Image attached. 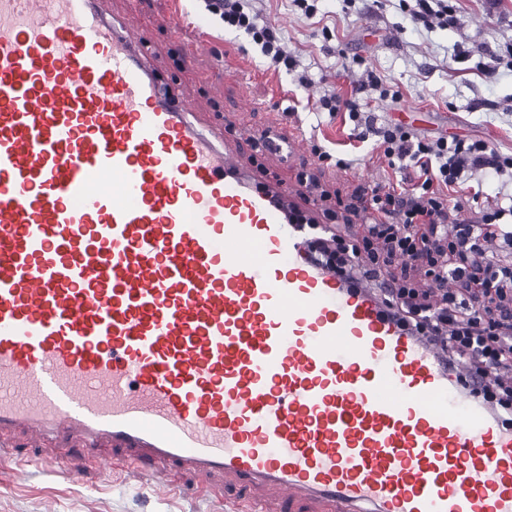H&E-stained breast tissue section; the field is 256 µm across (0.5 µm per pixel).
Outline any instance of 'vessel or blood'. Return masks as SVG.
I'll list each match as a JSON object with an SVG mask.
<instances>
[{"instance_id": "obj_1", "label": "vessel or blood", "mask_w": 512, "mask_h": 512, "mask_svg": "<svg viewBox=\"0 0 512 512\" xmlns=\"http://www.w3.org/2000/svg\"><path fill=\"white\" fill-rule=\"evenodd\" d=\"M314 223L161 87L133 19L0 0V438L251 512H512V421L324 268Z\"/></svg>"}]
</instances>
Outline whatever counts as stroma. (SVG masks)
<instances>
[{
	"mask_svg": "<svg viewBox=\"0 0 512 512\" xmlns=\"http://www.w3.org/2000/svg\"><path fill=\"white\" fill-rule=\"evenodd\" d=\"M455 22L423 25L413 19L403 0H317V12L304 17L291 0H254L264 20L280 32L299 70L314 83L295 87L292 74L268 70L245 36L206 20L204 51L188 54L186 42L172 29L177 21L205 18L197 0H105L103 9L121 17L134 15L140 39L162 62V83L175 88L206 112L227 142L249 133L271 131L287 143L304 141L303 154H244L240 161L265 181L288 188L297 207V175L314 174L323 196L314 211L349 200L361 184L383 183L393 172L372 143L351 139L343 116L316 113L326 94L358 92L362 106L376 115L409 126L418 136L456 135L482 140L503 155L512 154V0H452ZM493 68L492 76L473 72V64ZM389 86V96L362 88L368 74ZM352 159L348 170L318 162L313 145ZM449 207L452 224H474L500 181H483L481 172L468 178ZM481 185L483 197L470 201L469 189ZM44 448L23 439L0 442V512H231L245 495L226 487L217 495L200 491L191 476L171 470L157 480L103 476L84 455H73L71 475L62 477L35 467L17 473L23 457L44 455Z\"/></svg>",
	"mask_w": 512,
	"mask_h": 512,
	"instance_id": "1",
	"label": "stroma"
}]
</instances>
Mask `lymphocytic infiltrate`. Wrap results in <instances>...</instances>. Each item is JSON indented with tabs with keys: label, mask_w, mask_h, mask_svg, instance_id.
<instances>
[{
	"label": "lymphocytic infiltrate",
	"mask_w": 512,
	"mask_h": 512,
	"mask_svg": "<svg viewBox=\"0 0 512 512\" xmlns=\"http://www.w3.org/2000/svg\"><path fill=\"white\" fill-rule=\"evenodd\" d=\"M225 28L251 38L273 71H293L295 59L278 30L261 20L250 0H202ZM320 109L346 112L358 142L374 141L397 174L394 182L358 186L348 223L362 234L320 240L328 269L378 288L393 316L425 336L448 360L483 380L495 408L512 411V192H499L478 224H449L448 204L466 172L490 176L512 170V155L480 140H428L399 124L378 122L353 99L326 94ZM421 271V289L406 270Z\"/></svg>",
	"instance_id": "obj_1"
}]
</instances>
